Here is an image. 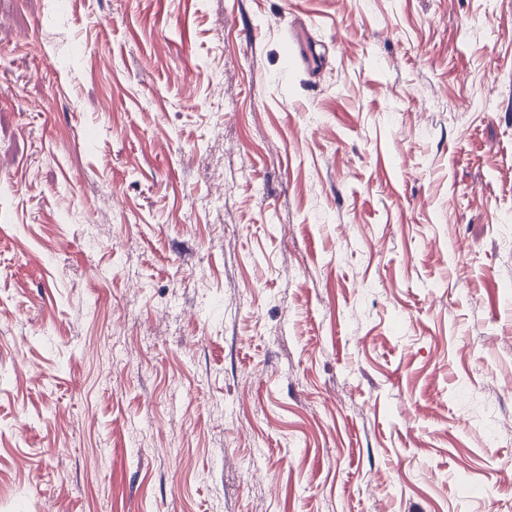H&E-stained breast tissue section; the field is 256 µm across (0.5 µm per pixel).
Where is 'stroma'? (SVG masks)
I'll use <instances>...</instances> for the list:
<instances>
[{
	"instance_id": "1",
	"label": "stroma",
	"mask_w": 512,
	"mask_h": 512,
	"mask_svg": "<svg viewBox=\"0 0 512 512\" xmlns=\"http://www.w3.org/2000/svg\"><path fill=\"white\" fill-rule=\"evenodd\" d=\"M0 512H512V0H0Z\"/></svg>"
}]
</instances>
